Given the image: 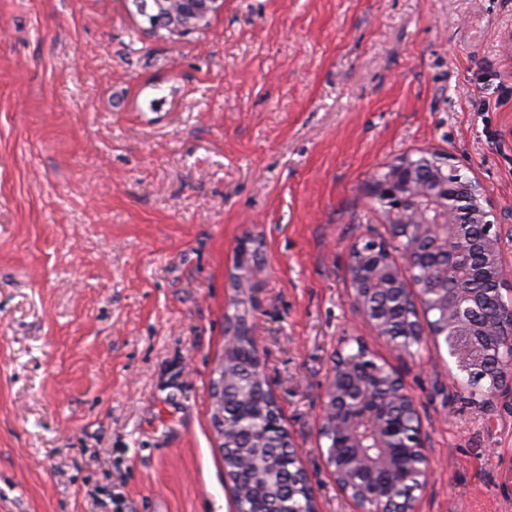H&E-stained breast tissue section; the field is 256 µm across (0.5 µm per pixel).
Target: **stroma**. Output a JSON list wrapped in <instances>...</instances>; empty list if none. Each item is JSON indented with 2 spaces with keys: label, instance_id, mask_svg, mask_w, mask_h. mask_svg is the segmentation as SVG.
<instances>
[{
  "label": "stroma",
  "instance_id": "obj_1",
  "mask_svg": "<svg viewBox=\"0 0 512 512\" xmlns=\"http://www.w3.org/2000/svg\"><path fill=\"white\" fill-rule=\"evenodd\" d=\"M432 150L497 206L512 266V0H224L151 31L132 0H0V512H230L212 381L241 242L250 316L320 512L336 350L358 336L416 400L417 512H512V397L353 311L366 186Z\"/></svg>",
  "mask_w": 512,
  "mask_h": 512
}]
</instances>
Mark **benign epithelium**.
<instances>
[{
    "instance_id": "obj_1",
    "label": "benign epithelium",
    "mask_w": 512,
    "mask_h": 512,
    "mask_svg": "<svg viewBox=\"0 0 512 512\" xmlns=\"http://www.w3.org/2000/svg\"><path fill=\"white\" fill-rule=\"evenodd\" d=\"M220 0H205V8L193 24L178 25L173 33L185 36L206 26L218 12ZM371 197L383 198L385 232L361 237L350 249L347 279L354 310L376 334L399 349L391 329L389 310L401 307L415 312L403 335L448 342L458 369L470 376L488 375L497 368L481 404L488 407L500 394L512 395V301L501 303L489 315L485 288L504 286L501 238L496 228V208L484 196L478 181L459 175L445 156L425 151L389 167L384 179L369 184ZM455 287L448 288V272ZM479 282L485 288H475ZM356 356L336 352L322 393L319 439L321 455L338 490L351 501L354 512H415L414 497L397 501L391 493L378 497L351 491L343 470L336 466L339 449L349 448L355 468L363 473L382 471L397 480L400 471L391 449L405 432L404 418L413 419L409 447L419 452L421 482L431 470L425 452L426 434L413 397L396 385L378 391L377 377L362 360L370 356L367 345L355 337ZM251 362L260 383L276 408L260 438L262 448H293L294 440L278 411V399L261 371L258 354ZM377 449L363 451L365 442Z\"/></svg>"
}]
</instances>
